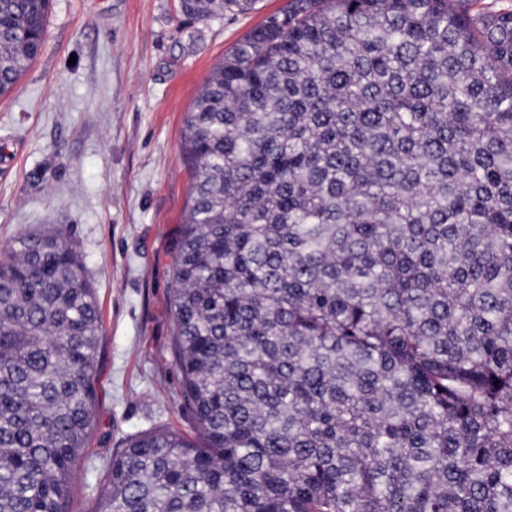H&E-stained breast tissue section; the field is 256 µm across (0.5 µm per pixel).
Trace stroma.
Wrapping results in <instances>:
<instances>
[{
    "label": "stroma",
    "instance_id": "stroma-1",
    "mask_svg": "<svg viewBox=\"0 0 512 512\" xmlns=\"http://www.w3.org/2000/svg\"><path fill=\"white\" fill-rule=\"evenodd\" d=\"M287 5L199 19L179 0H51L40 55L0 98V252L65 226L102 318L68 512H93L131 436L194 432L169 306L170 246L192 180L184 120L213 66Z\"/></svg>",
    "mask_w": 512,
    "mask_h": 512
}]
</instances>
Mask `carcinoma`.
Segmentation results:
<instances>
[{"label": "carcinoma", "mask_w": 512, "mask_h": 512, "mask_svg": "<svg viewBox=\"0 0 512 512\" xmlns=\"http://www.w3.org/2000/svg\"><path fill=\"white\" fill-rule=\"evenodd\" d=\"M50 0H0V96ZM256 0H185L207 18ZM175 360L199 439L94 512H512V10L290 0L185 120ZM0 255V512H66L102 321L59 225Z\"/></svg>", "instance_id": "cac0c4a2"}]
</instances>
